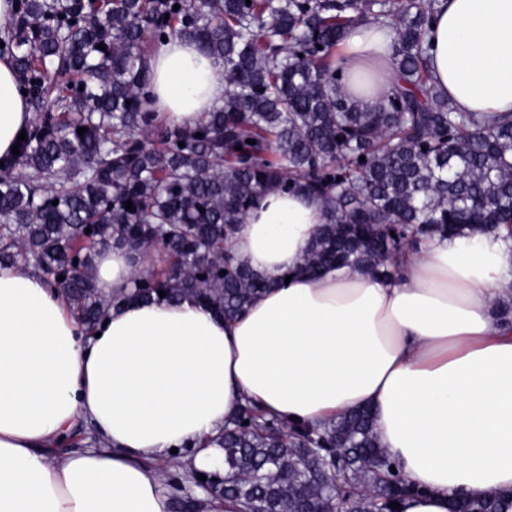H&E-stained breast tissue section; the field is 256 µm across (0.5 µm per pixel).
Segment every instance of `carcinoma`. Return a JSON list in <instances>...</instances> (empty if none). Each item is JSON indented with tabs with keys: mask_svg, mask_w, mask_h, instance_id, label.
I'll list each match as a JSON object with an SVG mask.
<instances>
[{
	"mask_svg": "<svg viewBox=\"0 0 512 512\" xmlns=\"http://www.w3.org/2000/svg\"><path fill=\"white\" fill-rule=\"evenodd\" d=\"M439 6L13 0L0 58L15 68L34 120L19 154L0 167V265L40 272L91 328L115 303L92 274L98 250L110 246L136 263L155 247L168 253L166 270L134 278L137 298L162 290L224 317L241 311L266 283L225 243L271 184L326 205L329 220L302 263L307 273L352 263L393 278L396 258L428 238L511 230L512 119L458 112L433 84L428 31ZM371 20L395 32L394 83L366 109L341 90L335 52L350 28ZM174 35L224 64V106L193 126L151 110L148 51ZM208 444L221 449L224 469L216 472L223 490L211 498L231 503L230 512H336L332 472L302 466L309 448L332 462L341 451L359 474L358 512L419 493L393 473L366 409L316 429L247 405ZM197 481L196 471L182 478L174 512H203ZM466 508L501 512L492 497Z\"/></svg>",
	"mask_w": 512,
	"mask_h": 512,
	"instance_id": "1",
	"label": "carcinoma"
}]
</instances>
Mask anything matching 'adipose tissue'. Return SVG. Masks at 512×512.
<instances>
[{
  "label": "adipose tissue",
  "instance_id": "adipose-tissue-1",
  "mask_svg": "<svg viewBox=\"0 0 512 512\" xmlns=\"http://www.w3.org/2000/svg\"><path fill=\"white\" fill-rule=\"evenodd\" d=\"M394 31L368 22L340 44L350 97L390 94ZM437 88L463 112L512 113V0H443L430 26ZM157 112L191 126L224 103V66L171 37L148 58ZM33 119L0 60V157ZM327 219L318 196L267 187L230 252L269 287L227 319L188 297L131 298L125 249L100 250L107 321L81 325L65 294L0 267V512H172L162 471L175 452L213 471L205 446L240 406L325 425L371 408L378 442L422 489L401 512H448L451 497L505 495L512 512V232L435 236L384 279L351 265L301 269ZM86 428L98 446L53 458Z\"/></svg>",
  "mask_w": 512,
  "mask_h": 512
}]
</instances>
